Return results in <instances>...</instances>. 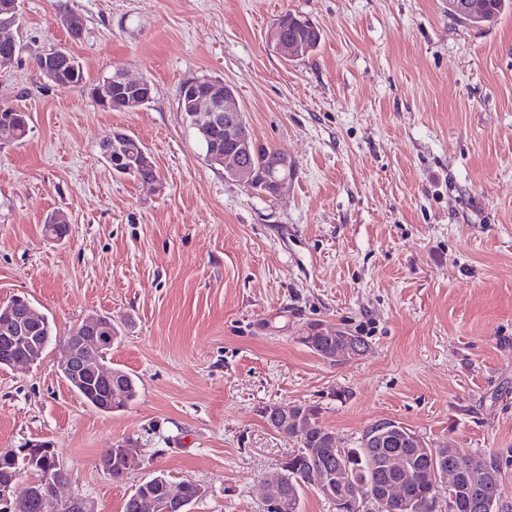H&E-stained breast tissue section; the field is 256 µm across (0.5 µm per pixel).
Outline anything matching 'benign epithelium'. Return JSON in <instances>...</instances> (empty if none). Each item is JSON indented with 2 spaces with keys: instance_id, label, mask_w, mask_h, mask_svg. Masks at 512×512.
I'll return each instance as SVG.
<instances>
[{
  "instance_id": "1",
  "label": "benign epithelium",
  "mask_w": 512,
  "mask_h": 512,
  "mask_svg": "<svg viewBox=\"0 0 512 512\" xmlns=\"http://www.w3.org/2000/svg\"><path fill=\"white\" fill-rule=\"evenodd\" d=\"M448 8L467 23L483 26L490 22L483 0H448ZM18 0H0V66H8L15 60L17 44L15 39L4 37L1 32L15 23ZM268 40L279 55L286 61L299 59L312 47L304 38H284L281 21H276L268 35ZM64 51L56 48L38 56L37 67L50 82L58 85L73 83L77 71L61 70ZM112 89L102 100V107L108 111L134 112L152 99V85L146 79L131 80L120 68L113 69ZM187 107L200 132L211 134L224 130V150L209 154L212 162L224 168V174L239 182L247 191L255 192L254 185L262 182L269 186L272 194H277L290 178L295 164L288 156L279 155L277 170L266 175L255 170L251 159V132L243 112L235 102L232 86L222 83L199 89L197 83L189 81L185 86ZM105 158L112 170L126 175L133 165L151 161L145 145L127 133L115 131L106 143ZM47 318L37 314L26 301L16 296L8 304H0V366H27L41 358L45 339L37 332ZM329 340L336 341L321 353V358L329 362L349 361L358 357L362 349L344 330L336 327L324 331ZM112 318L93 316L85 320L83 331L64 344L65 357L58 365L61 377L68 384L86 393L96 407L104 412L112 402L123 396L124 384L120 378L103 369L102 360L112 348ZM268 425L283 436H288V428L294 427L302 433L315 428L313 419H305L297 413L296 406L274 403L265 409ZM413 436V433L394 420H378L372 430L364 431V439L377 448L400 443ZM13 468L0 469V512H11L18 505L19 494L27 490V496L34 502L37 512H45L46 505L55 504L54 512H92L87 502L81 498H63L61 490L69 483L70 477L53 449L45 444H33L27 448L12 450ZM135 459L133 449L118 448L105 453L100 465L107 475H112V463L117 461L123 472L130 471ZM466 465L467 476H478L487 471L484 463L476 464L466 455L449 465L435 470L434 484L448 480V503L460 512H494L495 501L482 498L476 491L459 494L465 485L458 469ZM34 467L44 472V480L39 489H31L20 482L21 472ZM288 461H283L280 470L268 476L262 484L263 503L274 512H296L294 500L281 492L286 481ZM382 469L386 480L377 496L376 508L379 512H389L391 506L403 508L411 506L408 486L413 480L414 470L405 455L392 453L383 458ZM341 484L352 483L350 472L341 458H336V474L314 467L307 474V483L325 497L334 496L333 479ZM186 497L184 485L158 482V490L153 496L152 508L155 512H185Z\"/></svg>"
}]
</instances>
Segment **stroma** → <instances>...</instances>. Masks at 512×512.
Segmentation results:
<instances>
[{"instance_id": "1", "label": "stroma", "mask_w": 512, "mask_h": 512, "mask_svg": "<svg viewBox=\"0 0 512 512\" xmlns=\"http://www.w3.org/2000/svg\"><path fill=\"white\" fill-rule=\"evenodd\" d=\"M288 12L322 35L294 61L267 39ZM19 13L0 106L30 122L0 144V302L27 297L55 338L41 363L0 369V448L49 445L62 496L96 512H123L160 472L203 488L190 512H263L264 479L296 449L263 410L290 403L344 447L393 419L495 462L512 507V10L489 27L448 0H19ZM56 47L86 86L42 77L35 58ZM116 67L151 82L141 110L92 98ZM203 75L294 161L277 195L207 162L178 109ZM116 131L144 143L158 181L113 173L101 147ZM57 212L59 240L43 229ZM93 315L119 330L105 366L139 385L112 413L57 372L61 337ZM314 324L369 348L327 362L301 342ZM108 448L138 451L123 481L99 466Z\"/></svg>"}]
</instances>
